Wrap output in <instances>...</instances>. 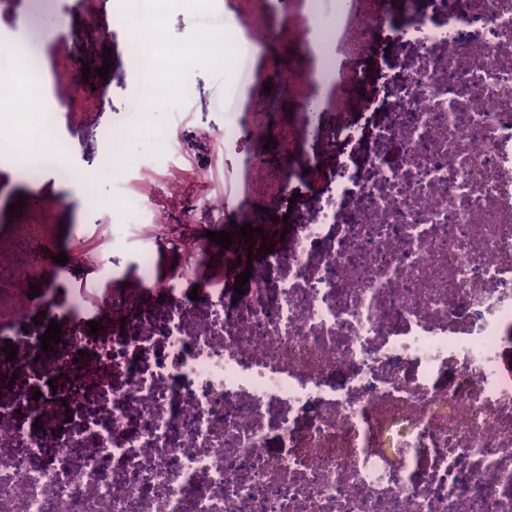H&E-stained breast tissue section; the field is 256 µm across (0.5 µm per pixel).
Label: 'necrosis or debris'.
I'll return each instance as SVG.
<instances>
[{
    "instance_id": "obj_1",
    "label": "necrosis or debris",
    "mask_w": 512,
    "mask_h": 512,
    "mask_svg": "<svg viewBox=\"0 0 512 512\" xmlns=\"http://www.w3.org/2000/svg\"><path fill=\"white\" fill-rule=\"evenodd\" d=\"M307 80L349 98L376 33L392 27L406 62L383 109L368 177L341 169L298 224L287 252L256 257L243 295L224 280L190 300L183 285L208 241L168 279L151 274L168 225L120 194L107 244L131 251L165 296L162 323L129 329L127 382L89 401L59 382L65 360L17 347L55 389L0 401V512H512V0H296ZM232 25L224 75L237 96L284 23ZM252 194L283 197L243 150ZM59 272L25 254L0 267V333L27 316ZM99 281L74 290L62 342L86 345ZM71 419L57 430L61 407ZM38 419L25 429L18 410ZM280 440L269 452L270 435ZM120 467H112V460Z\"/></svg>"
}]
</instances>
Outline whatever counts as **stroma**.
Here are the masks:
<instances>
[{"label":"stroma","instance_id":"1","mask_svg":"<svg viewBox=\"0 0 512 512\" xmlns=\"http://www.w3.org/2000/svg\"><path fill=\"white\" fill-rule=\"evenodd\" d=\"M44 16L63 18V29L43 39L40 51L50 64L47 74L49 97L55 101H71L74 111L60 115L59 130L70 153L72 166L89 171L95 178L101 198H113L118 179H125L132 195L158 193L164 178L171 170H188L190 162L203 163L212 155H219L223 173L237 178L240 191L226 205L223 223H215L211 206L198 208L192 222L207 230L222 229L232 233L231 248L210 245L205 264L199 265L185 282V289L223 278L226 264L235 253L259 251L261 244L272 245L274 250L287 251L296 224L301 223L308 208L316 205L319 188L302 189L294 201L270 199L265 203L257 224L262 235L247 241L236 237L233 222L241 210L251 204L250 186L245 176L241 156L237 151L218 150L212 134L222 129L225 111L222 101L230 89L224 82V71L209 63H202L181 74L176 88V99L166 105L144 125L142 135L125 147L129 165L124 177H116L106 166L109 153L102 139L103 128L120 118L131 108L130 70L131 54L127 38L110 28L102 0H0V37L16 34L22 22ZM220 16L219 11L199 7L195 0H176L161 16V22L171 42L179 45L190 43L202 29L212 27ZM396 46L390 34H382L364 63L363 91L377 95L383 90L382 73L392 62ZM88 64L91 80L100 81L106 92L105 108L86 104L79 87L80 77L65 68V61ZM112 67L107 79H100L97 70L104 62ZM388 113H360L357 103H350L343 112L329 109L318 116L315 137H302L289 157L290 163L316 159L325 177H333L345 158H352L358 176L369 173L367 157L374 142L375 130L387 122ZM352 123L357 127V138L349 144L331 143L333 130L341 124ZM177 127L179 138L177 153L165 156L158 150L162 134L170 127ZM30 162L16 159L0 167V265L11 264L16 254L13 232L17 224H48L52 227L54 246L52 255H74L85 249L100 254L101 239L96 231L112 219L108 210L71 194L67 181L57 170L45 169L38 178L29 175ZM112 259L121 275L108 282L101 295L109 299L126 294L134 296L131 316L155 311L161 303L159 294L143 286L141 270L132 258L123 252L113 253ZM94 265L84 266L73 272L71 278L60 281L54 292L52 309H45L39 301H32L28 319L24 321L23 336L36 339L42 336L50 322H63L73 296V282L95 276Z\"/></svg>","mask_w":512,"mask_h":512}]
</instances>
